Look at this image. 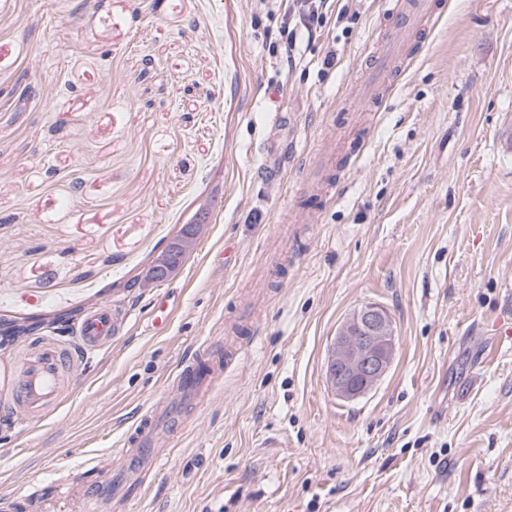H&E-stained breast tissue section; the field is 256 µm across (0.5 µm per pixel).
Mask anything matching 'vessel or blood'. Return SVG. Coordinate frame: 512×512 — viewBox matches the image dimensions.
<instances>
[{
    "label": "vessel or blood",
    "instance_id": "obj_1",
    "mask_svg": "<svg viewBox=\"0 0 512 512\" xmlns=\"http://www.w3.org/2000/svg\"><path fill=\"white\" fill-rule=\"evenodd\" d=\"M386 5L387 14L396 17L397 23L373 50L368 67L355 84L366 100L382 96L405 59L410 42L434 30L442 18L440 0H386ZM117 326L115 315L103 306L84 316L74 334L88 353L109 340ZM212 351L209 357L195 355L178 373L174 386L183 403L196 402L222 385L224 368L214 359L221 348L216 345ZM76 366L74 355L62 343L51 336L40 337L21 355L10 393L0 401V410L24 421L39 419L58 405L72 383ZM184 425L181 411L167 400L154 403L118 450L124 469L115 482V494H126L137 474L152 468L164 456L162 439Z\"/></svg>",
    "mask_w": 512,
    "mask_h": 512
}]
</instances>
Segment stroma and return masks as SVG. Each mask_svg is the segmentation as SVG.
<instances>
[{
	"mask_svg": "<svg viewBox=\"0 0 512 512\" xmlns=\"http://www.w3.org/2000/svg\"><path fill=\"white\" fill-rule=\"evenodd\" d=\"M443 3L363 102L380 0H327L290 57L269 51L290 0H0V323L68 343L101 306L121 321L43 420L0 414L18 512H79L184 361L226 342L222 389L104 512H512V0ZM368 302L394 360L341 401L328 356Z\"/></svg>",
	"mask_w": 512,
	"mask_h": 512,
	"instance_id": "stroma-1",
	"label": "stroma"
}]
</instances>
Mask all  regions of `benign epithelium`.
<instances>
[{
	"mask_svg": "<svg viewBox=\"0 0 512 512\" xmlns=\"http://www.w3.org/2000/svg\"><path fill=\"white\" fill-rule=\"evenodd\" d=\"M396 336L388 310L369 302L342 323L327 362V376L336 397L356 400L370 391L390 369Z\"/></svg>",
	"mask_w": 512,
	"mask_h": 512,
	"instance_id": "1",
	"label": "benign epithelium"
}]
</instances>
